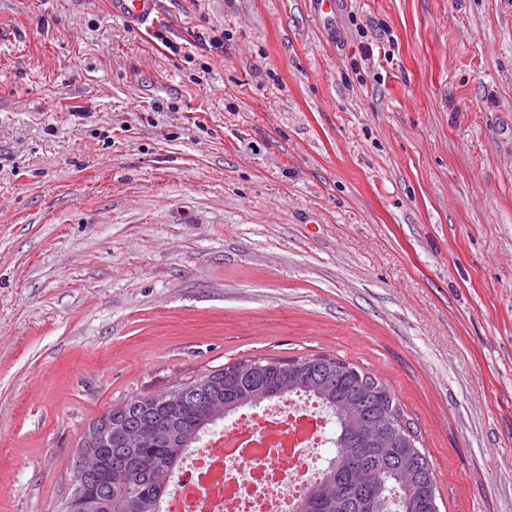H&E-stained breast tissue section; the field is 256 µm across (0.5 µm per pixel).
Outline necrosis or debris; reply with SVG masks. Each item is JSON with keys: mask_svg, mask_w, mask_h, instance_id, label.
I'll return each mask as SVG.
<instances>
[{"mask_svg": "<svg viewBox=\"0 0 512 512\" xmlns=\"http://www.w3.org/2000/svg\"><path fill=\"white\" fill-rule=\"evenodd\" d=\"M322 434L293 403L271 405L268 416L190 450L166 512H288L319 470Z\"/></svg>", "mask_w": 512, "mask_h": 512, "instance_id": "obj_1", "label": "necrosis or debris"}]
</instances>
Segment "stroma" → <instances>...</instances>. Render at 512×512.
I'll return each mask as SVG.
<instances>
[{
    "instance_id": "1",
    "label": "stroma",
    "mask_w": 512,
    "mask_h": 512,
    "mask_svg": "<svg viewBox=\"0 0 512 512\" xmlns=\"http://www.w3.org/2000/svg\"><path fill=\"white\" fill-rule=\"evenodd\" d=\"M310 354L512 512V0H0V512L113 404ZM110 11L120 16L133 29L146 27L159 14L161 0H107Z\"/></svg>"
}]
</instances>
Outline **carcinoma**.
Returning a JSON list of instances; mask_svg holds the SVG:
<instances>
[{
    "label": "carcinoma",
    "instance_id": "carcinoma-1",
    "mask_svg": "<svg viewBox=\"0 0 512 512\" xmlns=\"http://www.w3.org/2000/svg\"><path fill=\"white\" fill-rule=\"evenodd\" d=\"M213 384L197 379L174 388L169 400L160 393L135 396L115 405L125 424L154 429L141 448L124 446L117 435L102 436L105 424L93 422L88 433L99 436L95 453L102 470L90 488L71 483L65 512H81V498H96V512H113L108 471L122 461L131 473L126 492L137 512H162L171 478L186 452L217 421L238 410L286 395L318 404L335 424L330 440L336 448L320 480L307 485L291 512H439L438 489L425 449L405 419L389 386L338 357L311 354L298 358L239 361L209 372ZM212 404L219 415L198 414L197 403ZM376 421L393 435L385 447H371L345 430L348 414Z\"/></svg>",
    "mask_w": 512,
    "mask_h": 512
}]
</instances>
